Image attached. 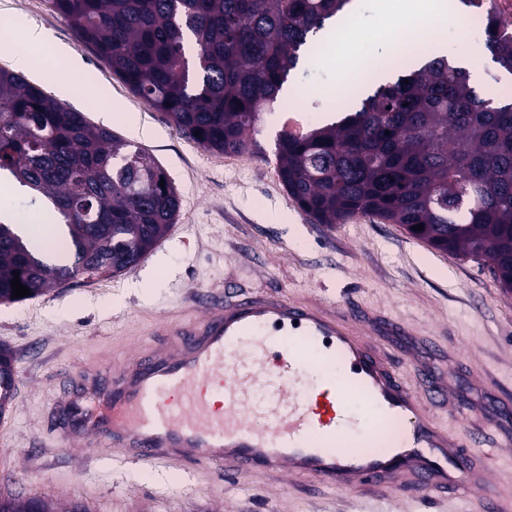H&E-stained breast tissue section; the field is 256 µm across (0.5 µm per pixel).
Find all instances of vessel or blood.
Instances as JSON below:
<instances>
[{
  "label": "vessel or blood",
  "instance_id": "b4317fda",
  "mask_svg": "<svg viewBox=\"0 0 512 512\" xmlns=\"http://www.w3.org/2000/svg\"><path fill=\"white\" fill-rule=\"evenodd\" d=\"M165 341L105 375L74 380L51 411L68 447L106 450L134 463L192 460L233 480L304 475L366 495L403 487L512 512L494 492L495 463L472 429L449 435L435 410L470 416L446 380L405 379L381 342L390 330L344 304L298 303L258 289L206 292L157 327ZM331 365L312 394L313 362ZM402 431L388 448L355 452L352 396Z\"/></svg>",
  "mask_w": 512,
  "mask_h": 512
}]
</instances>
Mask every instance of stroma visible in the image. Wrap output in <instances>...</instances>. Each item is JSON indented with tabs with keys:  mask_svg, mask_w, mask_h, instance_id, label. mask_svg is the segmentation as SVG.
Wrapping results in <instances>:
<instances>
[{
	"mask_svg": "<svg viewBox=\"0 0 512 512\" xmlns=\"http://www.w3.org/2000/svg\"><path fill=\"white\" fill-rule=\"evenodd\" d=\"M380 24L373 0H362L366 64L386 83L397 74L383 67L389 52L376 46ZM23 25L47 35L24 77L91 124L149 152L177 187L181 209L168 234L132 269L0 304V342L17 354V397L0 416V496L18 492L58 507L78 501L88 512H470L466 501L438 494L403 489L362 496L314 481L297 482L272 499L258 479L228 483L187 465L56 449L48 415L61 374L124 361L153 342L160 317L188 305L196 290L232 279L242 288L344 302L386 318L394 326L386 346H411L429 371L447 376L462 402L497 415L501 425L488 430L485 448L499 453L512 440V291L499 288L489 264L436 251L399 225L361 215L334 226L312 221L275 172L279 113L266 115L259 127L262 153L205 151L132 94L50 0H0V30ZM61 44L81 58V70L56 58ZM313 52L302 50L288 99L321 125L332 116L322 90L338 76L312 62ZM61 82L67 94H59ZM101 88L134 114L135 124L105 119ZM432 343L438 353L429 352Z\"/></svg>",
	"mask_w": 512,
	"mask_h": 512,
	"instance_id": "35a3bbf8",
	"label": "stroma"
}]
</instances>
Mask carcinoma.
Here are the masks:
<instances>
[{"label":"carcinoma","instance_id":"carcinoma-1","mask_svg":"<svg viewBox=\"0 0 512 512\" xmlns=\"http://www.w3.org/2000/svg\"><path fill=\"white\" fill-rule=\"evenodd\" d=\"M348 2L52 0L132 93L220 154L257 146L253 134L285 96L299 51ZM485 46L512 72V41L490 34ZM369 84L373 93L360 88L342 104L343 118L298 135L281 130L275 159L288 196L318 224L369 216L437 251L488 261L512 291V97L482 96L470 71L446 57ZM1 171L51 205L73 259L53 263L0 223V303L18 301L15 271L33 297L71 279L116 276L178 216L177 188L151 155L2 68ZM15 361L1 343L0 416L15 398ZM4 509L50 512L43 499L20 495Z\"/></svg>","mask_w":512,"mask_h":512}]
</instances>
